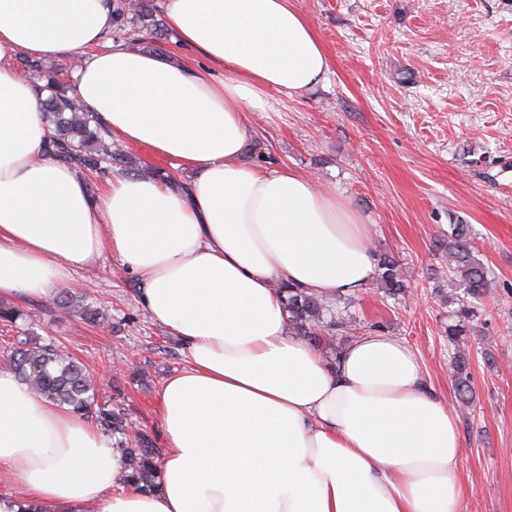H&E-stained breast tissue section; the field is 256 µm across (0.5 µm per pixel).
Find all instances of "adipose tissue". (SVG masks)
Returning a JSON list of instances; mask_svg holds the SVG:
<instances>
[{
  "instance_id": "ef3b65f1",
  "label": "adipose tissue",
  "mask_w": 512,
  "mask_h": 512,
  "mask_svg": "<svg viewBox=\"0 0 512 512\" xmlns=\"http://www.w3.org/2000/svg\"><path fill=\"white\" fill-rule=\"evenodd\" d=\"M198 62L111 40L110 0H0V298H46L103 254L136 272L154 322L187 352L159 403L158 491L112 493L120 449L0 366V512H460L458 414L395 337L329 363L289 335L280 283L332 301L376 272L349 202L246 164L247 112L306 93L330 60L292 0H168ZM76 55L74 92L113 140L191 171L188 191L114 173L91 196L45 153L39 89L15 54Z\"/></svg>"
}]
</instances>
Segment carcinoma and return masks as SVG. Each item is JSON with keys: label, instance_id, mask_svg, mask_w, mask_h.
Instances as JSON below:
<instances>
[{"label": "carcinoma", "instance_id": "cac0c4a2", "mask_svg": "<svg viewBox=\"0 0 512 512\" xmlns=\"http://www.w3.org/2000/svg\"><path fill=\"white\" fill-rule=\"evenodd\" d=\"M112 22L117 33L128 30L137 34L160 26L147 0H112ZM69 72L71 68L66 65L51 66L46 84L40 86L46 93L41 102L42 117L51 128L47 153L81 172L103 176L122 150L106 138L80 100L68 95L72 85L65 80V74ZM441 250L448 258V276L462 288V293L452 300L457 305L455 321L448 325V341L455 343L466 335L470 319L477 315L475 302L481 300L489 288L491 271L473 254L470 229L466 224L451 226L447 244L441 246ZM375 284L390 297L400 295L407 288L406 278L392 256H379ZM278 291L285 295L289 327L311 344L335 330L346 337L361 330L355 318L342 315L341 308L330 302L286 285L279 286ZM7 360L22 382L50 402L91 416L103 430L123 436L120 445L125 461L124 485L144 492L158 490L157 460L161 449L154 446L147 432L130 431L124 409L98 399L93 374L83 363L50 342L40 343L28 336L17 340L7 351ZM455 364L459 399L463 401L469 362L460 353L455 356Z\"/></svg>", "mask_w": 512, "mask_h": 512}]
</instances>
